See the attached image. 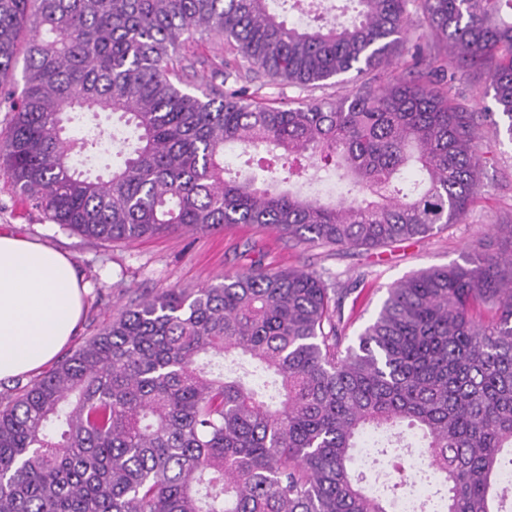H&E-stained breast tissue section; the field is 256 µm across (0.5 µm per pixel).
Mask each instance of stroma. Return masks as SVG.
<instances>
[{
  "mask_svg": "<svg viewBox=\"0 0 512 512\" xmlns=\"http://www.w3.org/2000/svg\"><path fill=\"white\" fill-rule=\"evenodd\" d=\"M201 59L191 88L224 90V78L213 67L215 57L233 58L223 39L202 36L191 44ZM352 81L328 80L326 85L301 90L266 86L262 99L274 106L309 98L335 99L350 94ZM473 111L482 119L477 128L476 151L484 165V187L462 223L432 234L381 248H334L302 244L268 229L248 224L212 233L168 234L112 243L83 237L50 223L33 208L6 178L0 177V231L52 246L72 257L88 291L79 330L62 348L69 355L94 336L136 296L155 295L170 288H198L220 282L224 273L260 262L271 270L299 269L323 276L330 287L350 290L344 316L350 321L349 338H356L376 314L387 291L413 273L451 263H464L472 249L492 255L512 252V238L501 232L512 224V138L498 115L488 114L492 100L468 81L456 82Z\"/></svg>",
  "mask_w": 512,
  "mask_h": 512,
  "instance_id": "obj_1",
  "label": "stroma"
}]
</instances>
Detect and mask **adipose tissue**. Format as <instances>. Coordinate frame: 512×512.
Listing matches in <instances>:
<instances>
[{"instance_id":"adipose-tissue-1","label":"adipose tissue","mask_w":512,"mask_h":512,"mask_svg":"<svg viewBox=\"0 0 512 512\" xmlns=\"http://www.w3.org/2000/svg\"><path fill=\"white\" fill-rule=\"evenodd\" d=\"M85 288L68 255L0 233V379L39 370L77 331Z\"/></svg>"}]
</instances>
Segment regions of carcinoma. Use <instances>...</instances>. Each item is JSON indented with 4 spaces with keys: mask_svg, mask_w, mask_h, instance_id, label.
Segmentation results:
<instances>
[{
    "mask_svg": "<svg viewBox=\"0 0 512 512\" xmlns=\"http://www.w3.org/2000/svg\"><path fill=\"white\" fill-rule=\"evenodd\" d=\"M270 0H0L10 127L0 175L53 224L102 241L266 224L300 243L377 247L464 220L484 172L479 115L425 52L485 75L512 134V0H357L350 25L300 28ZM412 71L366 78L409 34ZM235 51L225 92L192 94L186 45ZM333 100L273 107L250 74ZM234 146L265 174L227 175ZM368 196L280 188L328 169ZM314 174H309V170ZM413 176L405 177L406 171ZM343 296L256 262L126 307L44 376L0 393V512H391L353 466L371 435L403 474L416 431L440 476L418 512H512V253L473 250L388 290L348 344Z\"/></svg>",
    "mask_w": 512,
    "mask_h": 512,
    "instance_id": "1",
    "label": "carcinoma"
}]
</instances>
